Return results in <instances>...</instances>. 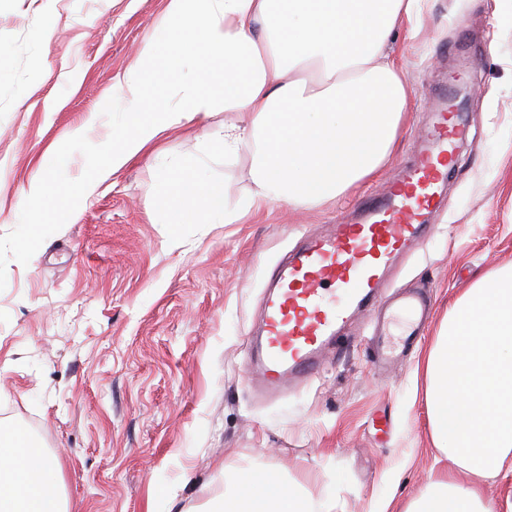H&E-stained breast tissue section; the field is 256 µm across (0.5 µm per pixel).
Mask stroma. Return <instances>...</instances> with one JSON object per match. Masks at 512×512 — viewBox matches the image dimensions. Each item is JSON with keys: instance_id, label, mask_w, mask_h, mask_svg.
Wrapping results in <instances>:
<instances>
[{"instance_id": "1", "label": "stroma", "mask_w": 512, "mask_h": 512, "mask_svg": "<svg viewBox=\"0 0 512 512\" xmlns=\"http://www.w3.org/2000/svg\"><path fill=\"white\" fill-rule=\"evenodd\" d=\"M163 0H0V424L56 462L73 512H211L226 478L280 473L334 512L419 495L435 465L424 376L448 307L512 260V0H425L414 41L394 37L409 110L377 175L308 208L270 203L235 224H165L161 173L128 164L93 196L48 210L26 196L47 151L112 137L113 74L135 60ZM45 53L35 54L41 37ZM462 74L472 93L455 173L428 241L390 289L429 286L432 318L395 368L374 370L371 317L318 374L266 403L246 380L256 310L278 259L378 198L422 147ZM94 121H87V114Z\"/></svg>"}]
</instances>
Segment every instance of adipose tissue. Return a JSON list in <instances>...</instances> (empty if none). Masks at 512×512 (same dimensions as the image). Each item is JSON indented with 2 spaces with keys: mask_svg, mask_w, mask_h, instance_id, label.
Segmentation results:
<instances>
[{
  "mask_svg": "<svg viewBox=\"0 0 512 512\" xmlns=\"http://www.w3.org/2000/svg\"><path fill=\"white\" fill-rule=\"evenodd\" d=\"M421 0H165L140 56L112 77V138L90 150V175L52 179L28 197L55 207L85 195L152 149L162 168V221L233 224L272 202L305 207L375 174L408 104L395 33L414 37ZM223 112L224 126L183 160L156 148L171 128ZM249 156L232 199L209 171ZM428 431L446 466L397 512H495L481 484L512 462V261L449 307L423 363ZM53 461L23 432L0 428V512H70ZM219 512H309L276 474L226 483Z\"/></svg>",
  "mask_w": 512,
  "mask_h": 512,
  "instance_id": "ef3b65f1",
  "label": "adipose tissue"
}]
</instances>
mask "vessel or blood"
I'll return each instance as SVG.
<instances>
[{
	"mask_svg": "<svg viewBox=\"0 0 512 512\" xmlns=\"http://www.w3.org/2000/svg\"><path fill=\"white\" fill-rule=\"evenodd\" d=\"M468 132L459 113H440L421 155L382 198L365 202L357 221L304 238L278 263L263 300L258 359L250 368L268 394L308 381L341 329L366 309L393 260L423 243ZM427 315L419 294L390 300L376 318L379 361L394 366L403 360Z\"/></svg>",
	"mask_w": 512,
	"mask_h": 512,
	"instance_id": "b4317fda",
	"label": "vessel or blood"
}]
</instances>
